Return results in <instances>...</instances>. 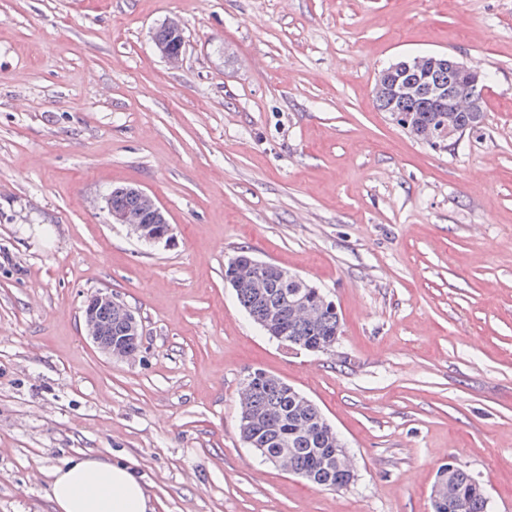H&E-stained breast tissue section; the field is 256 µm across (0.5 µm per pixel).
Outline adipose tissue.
<instances>
[{"instance_id":"ef3b65f1","label":"adipose tissue","mask_w":512,"mask_h":512,"mask_svg":"<svg viewBox=\"0 0 512 512\" xmlns=\"http://www.w3.org/2000/svg\"><path fill=\"white\" fill-rule=\"evenodd\" d=\"M49 499L55 512H154L135 471L124 464L82 455L52 473Z\"/></svg>"}]
</instances>
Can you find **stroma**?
<instances>
[{
  "mask_svg": "<svg viewBox=\"0 0 512 512\" xmlns=\"http://www.w3.org/2000/svg\"><path fill=\"white\" fill-rule=\"evenodd\" d=\"M423 54L488 75L445 150L373 99ZM125 185L171 244L109 223ZM243 250L334 302L333 351L250 320L224 279ZM100 288L142 323L131 360L85 334ZM258 369L320 407L350 486L242 441ZM81 453L129 463L156 512H432L450 461L512 512V0H0V512H53Z\"/></svg>",
  "mask_w": 512,
  "mask_h": 512,
  "instance_id": "stroma-1",
  "label": "stroma"
}]
</instances>
